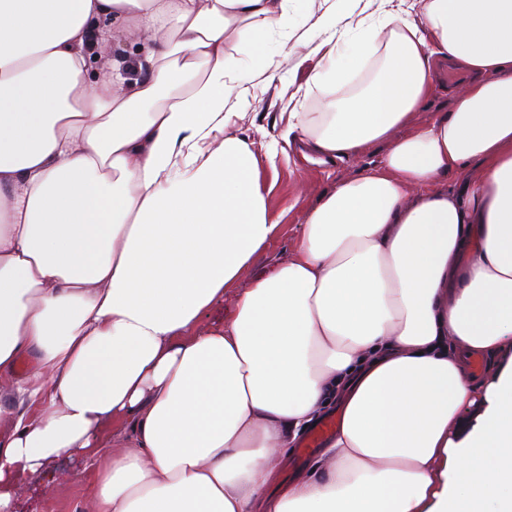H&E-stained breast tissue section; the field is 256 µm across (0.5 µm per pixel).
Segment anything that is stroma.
<instances>
[{"mask_svg":"<svg viewBox=\"0 0 512 512\" xmlns=\"http://www.w3.org/2000/svg\"><path fill=\"white\" fill-rule=\"evenodd\" d=\"M277 64V79L268 81L260 76L251 82L250 104L244 118L227 129L228 134L250 137L259 160H266L269 145L278 148L274 165L267 168L266 175L271 187L270 207L281 228L277 237L242 272L238 282L242 288L291 255L299 242L308 210L326 190L355 177L368 163L380 162L388 149L387 144L375 143L358 158L332 164L304 160L297 149L288 145V115L321 111L326 92L306 87L313 66L311 45L298 43L291 54L279 56ZM80 469L77 461L60 460L56 465V483L48 487L33 480L22 486L15 512H28L34 502L39 503L42 512H73L77 505L88 512L91 501L80 481L74 478Z\"/></svg>","mask_w":512,"mask_h":512,"instance_id":"35a3bbf8","label":"stroma"}]
</instances>
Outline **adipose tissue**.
Listing matches in <instances>:
<instances>
[{"mask_svg":"<svg viewBox=\"0 0 512 512\" xmlns=\"http://www.w3.org/2000/svg\"><path fill=\"white\" fill-rule=\"evenodd\" d=\"M292 2L0 0V413L34 409L0 436V512L66 456L94 512H512V0H322L295 27L328 90L288 115L305 158L390 148L241 288L279 224L227 105L242 52L275 79ZM110 18L147 39L94 76ZM439 58L467 79L415 124ZM332 405L310 472L278 483ZM381 65L382 57L370 60L363 68L351 75L346 90L354 91L371 82L378 75ZM324 419L325 420L336 419V425H337L338 415H337L335 409H330L326 413V417ZM324 421H321V422L317 423L316 425L312 426L311 428H309L308 430H306L300 436V438H299L295 448H289L288 449L287 455L285 456L284 461H283V463L281 465V469H280L279 477H278V483L289 482L292 479H294L295 477H297L299 474L304 473L307 470H309L312 462L321 453V451L323 449V446H324V440L321 442L320 446L318 448H316L308 456L298 460L297 459V454H298L299 448H301L302 441L309 434V432L312 431L313 429L317 428L319 426V424L323 423Z\"/></svg>","mask_w":512,"mask_h":512,"instance_id":"1","label":"adipose tissue"}]
</instances>
